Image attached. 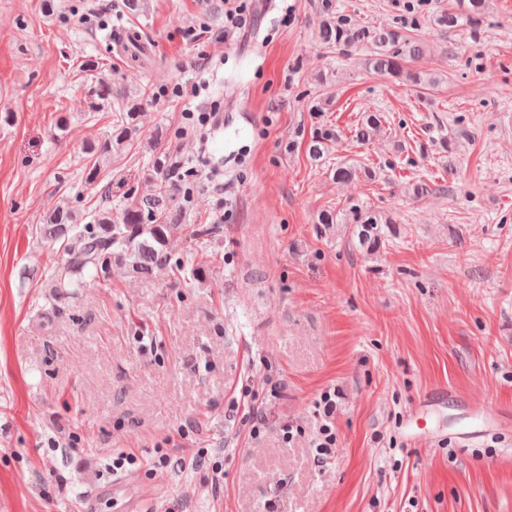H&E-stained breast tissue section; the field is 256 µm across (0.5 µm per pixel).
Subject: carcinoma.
Returning a JSON list of instances; mask_svg holds the SVG:
<instances>
[{"instance_id": "1", "label": "carcinoma", "mask_w": 512, "mask_h": 512, "mask_svg": "<svg viewBox=\"0 0 512 512\" xmlns=\"http://www.w3.org/2000/svg\"><path fill=\"white\" fill-rule=\"evenodd\" d=\"M488 6V0H467L457 9L435 15L433 22L445 30L475 32L487 18ZM320 38L323 43L345 51L366 47L369 54L365 65L369 69L412 86L421 84L419 75L406 68L407 61L422 54L419 39L413 36L395 29L358 27L346 16L339 15L324 21ZM94 94L99 109L112 105L114 99L123 101V105L106 137L86 147L89 163L84 167L83 179L88 185L97 183L102 169L110 166L112 160L125 150L137 131L141 116V102L106 79L98 80ZM380 128L381 115L372 113L363 120L356 138L361 142L368 141ZM332 141L333 134H318L311 141L309 151L320 158L329 152ZM148 147L154 156L153 179L160 183L158 193L126 203L116 218L112 217V208L104 207L86 224L76 223L74 210L65 203L56 207L38 225V233L43 240L67 241L65 261L49 277L54 311H60L58 301L78 295L88 282L106 279L114 264L127 268L138 277L147 278L154 269L165 266L170 260L171 243L187 229V225L182 223V210L172 206L171 201L178 195L188 198L191 191L178 151L158 139L151 140ZM361 172L365 177H371L367 168L362 170L340 163L334 169V177L345 181ZM320 223L353 224L360 243L369 251H377L387 241L382 225L390 224L392 220L380 212L353 204L340 212L325 211Z\"/></svg>"}]
</instances>
